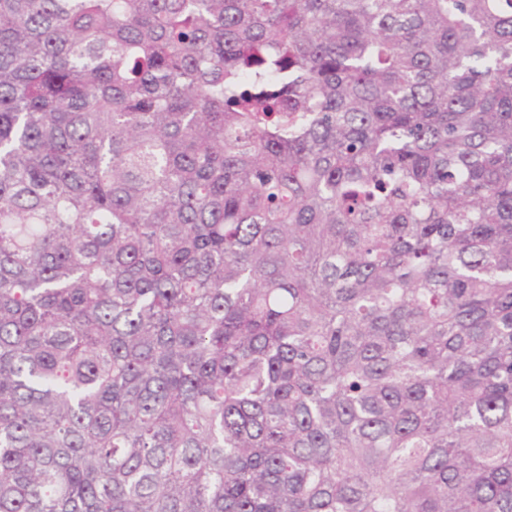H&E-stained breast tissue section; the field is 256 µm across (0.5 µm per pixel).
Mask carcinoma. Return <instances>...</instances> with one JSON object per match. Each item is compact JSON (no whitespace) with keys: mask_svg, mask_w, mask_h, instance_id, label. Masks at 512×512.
<instances>
[{"mask_svg":"<svg viewBox=\"0 0 512 512\" xmlns=\"http://www.w3.org/2000/svg\"><path fill=\"white\" fill-rule=\"evenodd\" d=\"M0 512H512V0H0Z\"/></svg>","mask_w":512,"mask_h":512,"instance_id":"cac0c4a2","label":"carcinoma"}]
</instances>
